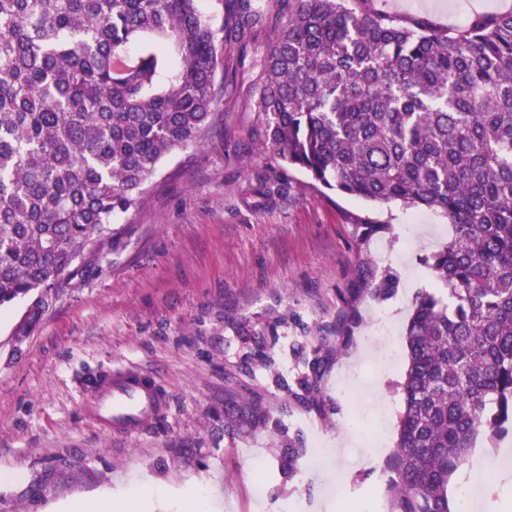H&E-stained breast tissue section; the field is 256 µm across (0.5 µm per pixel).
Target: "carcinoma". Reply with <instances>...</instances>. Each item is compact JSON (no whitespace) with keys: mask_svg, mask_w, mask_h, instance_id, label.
I'll return each instance as SVG.
<instances>
[{"mask_svg":"<svg viewBox=\"0 0 512 512\" xmlns=\"http://www.w3.org/2000/svg\"><path fill=\"white\" fill-rule=\"evenodd\" d=\"M197 2L0 0V307L112 238L161 160L208 131L224 44L279 6L263 146L329 191L452 224L413 302L384 466L388 512H451L478 437L512 432V11L439 29L368 0H230L216 30ZM305 452L288 438L283 475Z\"/></svg>","mask_w":512,"mask_h":512,"instance_id":"1","label":"carcinoma"}]
</instances>
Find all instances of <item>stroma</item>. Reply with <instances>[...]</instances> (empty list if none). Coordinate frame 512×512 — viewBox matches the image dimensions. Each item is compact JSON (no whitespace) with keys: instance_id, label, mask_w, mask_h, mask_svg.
<instances>
[{"instance_id":"35a3bbf8","label":"stroma","mask_w":512,"mask_h":512,"mask_svg":"<svg viewBox=\"0 0 512 512\" xmlns=\"http://www.w3.org/2000/svg\"><path fill=\"white\" fill-rule=\"evenodd\" d=\"M368 6L448 28L512 0ZM278 22L225 45L209 131L163 158L112 239L63 287L0 309V512H75L108 490L136 512H278L299 496L315 512H364L384 497L387 454L358 433L378 405L401 411L404 327L433 285L424 259L452 227L432 210L326 190L260 150V59ZM366 219L382 228L363 238ZM388 272L398 291L376 301L371 282ZM381 310L388 339L373 334ZM120 366L153 374L167 399L130 437L78 406L80 382ZM312 372L309 404L296 394ZM292 437L323 462L289 479L278 455Z\"/></svg>"}]
</instances>
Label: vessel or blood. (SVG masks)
I'll use <instances>...</instances> for the list:
<instances>
[{"label": "vessel or blood", "instance_id": "vessel-or-blood-1", "mask_svg": "<svg viewBox=\"0 0 512 512\" xmlns=\"http://www.w3.org/2000/svg\"><path fill=\"white\" fill-rule=\"evenodd\" d=\"M79 407L101 428L132 435L161 414L166 398L150 374L116 368L85 381Z\"/></svg>", "mask_w": 512, "mask_h": 512}]
</instances>
